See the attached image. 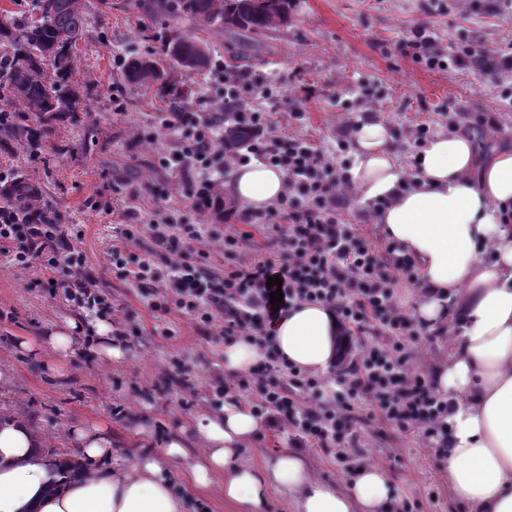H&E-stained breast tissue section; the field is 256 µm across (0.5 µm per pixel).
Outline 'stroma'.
Listing matches in <instances>:
<instances>
[{
	"label": "stroma",
	"mask_w": 512,
	"mask_h": 512,
	"mask_svg": "<svg viewBox=\"0 0 512 512\" xmlns=\"http://www.w3.org/2000/svg\"><path fill=\"white\" fill-rule=\"evenodd\" d=\"M136 0H88V27L78 42V81L90 93L80 124L56 125L52 149L30 155L15 145L0 149V168L19 170L39 183L46 201L63 215L71 243L82 250L88 270L112 296L116 318H129L136 334L122 358L102 357L98 343L57 355L43 350L30 356L20 341L45 335L69 319L91 318L90 310L68 302L63 286L48 287L39 267L18 268L0 256V368L12 371L11 386L0 388V412L26 419L42 430L57 452L68 449L70 429L100 425L112 434L113 456L128 465L156 452L161 437L180 438L185 456L171 474L182 485L188 512H237L218 485L195 486L190 465L202 450L192 418L210 410L209 385L224 370V344L205 337L188 316L154 311L138 288L119 282L107 269L112 226V186L121 183L127 204L149 221L153 204L144 191L149 179H161L152 167L151 146L133 137L151 123L171 96L151 88L124 86L113 58L153 52L151 38L162 23L135 6ZM426 25L438 42L463 48L480 42L488 52L512 48V20L485 10L482 0H293L290 21L261 43L237 37L236 49L250 57L245 68L281 90L276 111H300L285 132L314 139L350 163L345 117L376 109L388 124L402 164L416 149L407 135L418 123L432 133H447L444 111L456 112L461 125L480 112L501 115L498 133L472 130L479 156L512 146V102L474 67L430 70L405 55L411 30ZM123 85L124 115L112 114V88ZM64 153H56V146ZM189 367L187 385L164 384L161 372L172 359ZM365 437L364 459L381 464L399 500L417 512H469L453 499L442 461L420 435Z\"/></svg>",
	"instance_id": "35a3bbf8"
}]
</instances>
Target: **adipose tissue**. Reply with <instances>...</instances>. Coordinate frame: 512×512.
<instances>
[{
	"label": "adipose tissue",
	"instance_id": "obj_1",
	"mask_svg": "<svg viewBox=\"0 0 512 512\" xmlns=\"http://www.w3.org/2000/svg\"><path fill=\"white\" fill-rule=\"evenodd\" d=\"M346 175L360 203H381L376 218L387 241L416 263L421 288L414 317L446 333L448 351L432 368L448 402V487L471 512H512V148L478 161L462 132L428 140L413 169L394 153L389 127L373 114L351 128ZM284 170L254 161L237 168L227 189L245 209L264 210L285 190ZM284 359L311 374L336 364L343 349L334 310L294 305L278 325ZM203 459L191 466L196 486L224 478V497L240 512H259L269 491L283 490L296 512H393L397 495L384 468H357L345 487L319 480L294 453L262 468L240 454L263 427L247 403L228 400L194 419ZM83 468L49 466L46 436L30 422L0 415V512H185L171 465L184 457L177 438L133 464L112 461V435L100 426L71 430Z\"/></svg>",
	"mask_w": 512,
	"mask_h": 512
}]
</instances>
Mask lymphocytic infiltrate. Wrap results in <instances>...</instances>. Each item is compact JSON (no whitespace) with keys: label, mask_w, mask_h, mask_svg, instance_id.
Returning <instances> with one entry per match:
<instances>
[{"label":"lymphocytic infiltrate","mask_w":512,"mask_h":512,"mask_svg":"<svg viewBox=\"0 0 512 512\" xmlns=\"http://www.w3.org/2000/svg\"><path fill=\"white\" fill-rule=\"evenodd\" d=\"M404 46L431 70L479 62L481 74L512 98L505 84L512 77V52L487 58L471 46L452 55L424 25L412 30ZM197 97L196 111L157 113L153 125L134 133L137 141L156 145L157 128L170 130L167 143L157 146L155 165L173 181L145 184L155 203L148 224H139L135 207L125 208L108 251L113 276L137 285L155 311L185 313L218 340L255 343L261 350L256 368L229 379L216 376L212 397L218 402L249 393L257 416L291 428L295 447L335 457L344 473L353 474L362 458L361 432L378 418L399 433L436 440L435 456L445 457L442 417L448 404L420 368L415 349L427 329L395 300L397 281L419 284L411 258L396 244L375 246L347 222L343 170L317 144L276 133L261 107L279 97L271 84L217 60ZM228 126L244 133V145L225 148ZM254 160L283 169L288 182L267 210H225V219L266 229L265 249L249 255L242 235L208 218L221 200L225 172ZM175 192L188 200V211L169 205ZM0 245L11 248L14 266L36 264L61 276L67 300L111 316L108 294L57 222L34 223L1 204ZM214 251L224 256L223 271L210 267ZM273 276L282 280L283 301L276 309L267 287ZM304 301L336 311L344 335L374 339L342 368L340 391L329 392L322 379L286 363L274 345L283 315Z\"/></svg>","instance_id":"f902f5d3"}]
</instances>
